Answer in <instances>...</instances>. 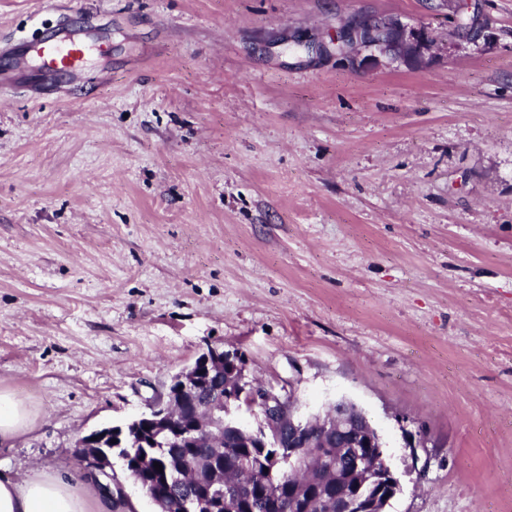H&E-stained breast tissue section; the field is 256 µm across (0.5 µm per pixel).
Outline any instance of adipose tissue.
Listing matches in <instances>:
<instances>
[{
  "instance_id": "obj_1",
  "label": "adipose tissue",
  "mask_w": 512,
  "mask_h": 512,
  "mask_svg": "<svg viewBox=\"0 0 512 512\" xmlns=\"http://www.w3.org/2000/svg\"><path fill=\"white\" fill-rule=\"evenodd\" d=\"M29 407L0 387V447H13L31 426ZM130 500L102 495L92 485L74 486L53 474L29 468L0 470V512H131Z\"/></svg>"
}]
</instances>
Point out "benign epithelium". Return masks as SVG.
Segmentation results:
<instances>
[{
    "instance_id": "benign-epithelium-1",
    "label": "benign epithelium",
    "mask_w": 512,
    "mask_h": 512,
    "mask_svg": "<svg viewBox=\"0 0 512 512\" xmlns=\"http://www.w3.org/2000/svg\"><path fill=\"white\" fill-rule=\"evenodd\" d=\"M433 37L427 32H406L392 21L361 20L350 23L340 36L341 50L354 51L358 47L375 46L396 59H406L429 51L434 46ZM234 354L220 347L209 346L187 368L175 374L164 397L150 405L158 435H162L175 448L185 444H201L205 448L224 447L226 423H238L235 409L243 406L257 407L263 416L261 430L274 452L273 461L297 469L298 461L311 458L309 449L320 448L342 457V461L355 475L369 476L377 461L372 448L379 441L377 430L370 424L360 425L365 414L353 403L338 401L325 415L302 418L292 405L273 392L255 386L246 380L244 364L235 365L229 375H224V364L232 361ZM224 379L222 400L200 404L191 395L201 385L202 377ZM124 428L102 429L83 436L77 441V460L90 478L111 486L123 488L112 472V450L122 443L112 444ZM229 487L224 484V472L214 470L205 485L203 498L197 512H213V508L230 509Z\"/></svg>"
}]
</instances>
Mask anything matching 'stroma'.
Here are the masks:
<instances>
[{
  "instance_id": "1",
  "label": "stroma",
  "mask_w": 512,
  "mask_h": 512,
  "mask_svg": "<svg viewBox=\"0 0 512 512\" xmlns=\"http://www.w3.org/2000/svg\"><path fill=\"white\" fill-rule=\"evenodd\" d=\"M0 0V464L81 478L207 346L302 413L346 400L385 512H512V0ZM432 33L337 54L338 28ZM80 74L14 65L60 25ZM340 50L355 51L357 47L376 46L396 59H406L429 51L435 44L428 32L411 31L392 21L361 20L350 23L340 36ZM32 413L29 407L14 393L0 387V447L13 448L18 440L31 426ZM110 431L111 428H105L80 437L76 445L77 460L85 475L97 480L101 488L111 491V484H115L118 489L123 490L126 497L122 483L117 482L112 471V450L123 447L122 442L111 443L112 439L121 437L124 428L112 427V439L105 443L111 436ZM117 433L120 435L117 436ZM94 437H97V440L91 441ZM100 477L105 478L106 484L100 482Z\"/></svg>"
}]
</instances>
